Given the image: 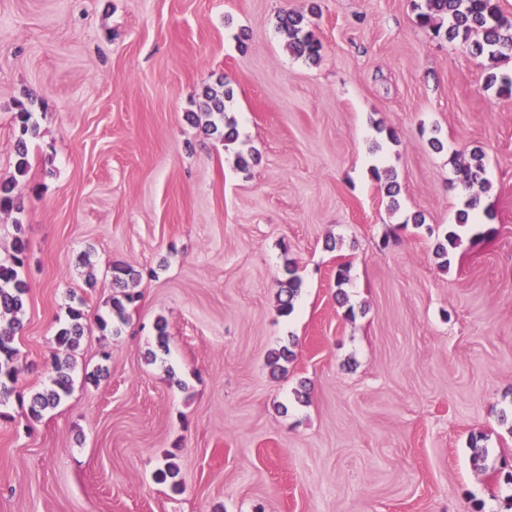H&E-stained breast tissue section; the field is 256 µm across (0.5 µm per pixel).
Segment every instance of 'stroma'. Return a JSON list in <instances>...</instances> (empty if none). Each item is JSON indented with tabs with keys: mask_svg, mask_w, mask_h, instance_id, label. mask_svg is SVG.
<instances>
[{
	"mask_svg": "<svg viewBox=\"0 0 512 512\" xmlns=\"http://www.w3.org/2000/svg\"><path fill=\"white\" fill-rule=\"evenodd\" d=\"M421 2L0 0V181L17 112L38 126L21 210L0 214V258L15 224L29 244L0 512H511L512 97L485 77L512 76V60L434 36ZM290 11L317 61L289 53ZM219 82L234 92L231 145L204 130ZM472 148L484 217L443 270L434 236L472 195L452 159ZM289 263L302 287L284 316ZM117 264L141 278L114 336L96 322ZM75 296L72 391L28 420ZM160 320L168 350L152 362ZM286 344L295 356L273 377L267 355ZM169 462L176 490L155 479Z\"/></svg>",
	"mask_w": 512,
	"mask_h": 512,
	"instance_id": "stroma-1",
	"label": "stroma"
}]
</instances>
